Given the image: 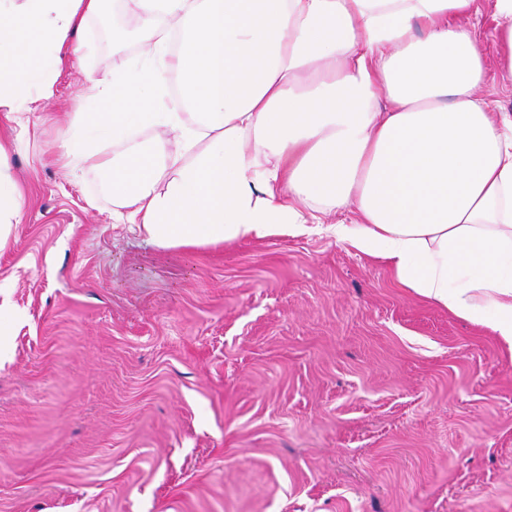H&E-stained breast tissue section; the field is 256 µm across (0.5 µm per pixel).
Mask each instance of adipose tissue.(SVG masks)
I'll return each mask as SVG.
<instances>
[{
  "label": "adipose tissue",
  "mask_w": 512,
  "mask_h": 512,
  "mask_svg": "<svg viewBox=\"0 0 512 512\" xmlns=\"http://www.w3.org/2000/svg\"><path fill=\"white\" fill-rule=\"evenodd\" d=\"M107 3L0 0V110L50 97ZM134 3L112 47L139 57L93 79L62 143L66 166L107 171L131 228L160 249L325 232L512 349V114L477 94L458 23L477 0ZM108 139L127 147L105 158ZM24 204L0 140V238Z\"/></svg>",
  "instance_id": "adipose-tissue-1"
}]
</instances>
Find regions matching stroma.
Here are the masks:
<instances>
[{"label":"stroma","instance_id":"obj_1","mask_svg":"<svg viewBox=\"0 0 512 512\" xmlns=\"http://www.w3.org/2000/svg\"><path fill=\"white\" fill-rule=\"evenodd\" d=\"M512 113L492 13L465 18ZM102 19L8 164L0 512H512V351L325 234L160 250L60 156ZM24 204L21 187L9 173L7 149L0 131V247L11 226L21 223Z\"/></svg>","mask_w":512,"mask_h":512}]
</instances>
